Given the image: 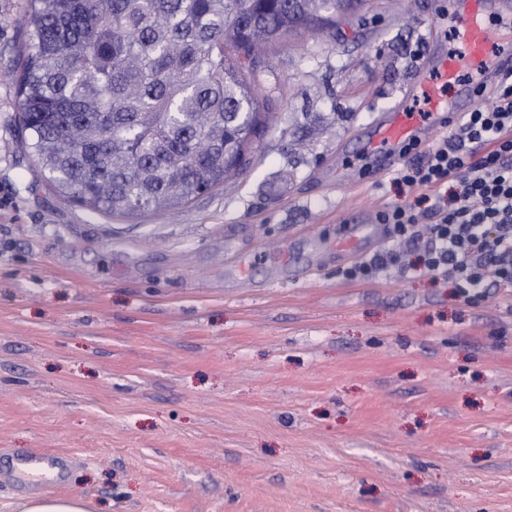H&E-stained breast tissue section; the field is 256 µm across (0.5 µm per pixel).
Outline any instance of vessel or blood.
<instances>
[{"label":"vessel or blood","instance_id":"1","mask_svg":"<svg viewBox=\"0 0 512 512\" xmlns=\"http://www.w3.org/2000/svg\"><path fill=\"white\" fill-rule=\"evenodd\" d=\"M488 6L491 4L487 0H460L464 30L462 48L459 54L448 56L437 65L436 70L444 79L455 80L464 61L487 74H512V55L503 54L490 38ZM423 131V126L416 123L410 113L399 110L390 113L385 120L375 122L369 143L376 152L379 170L386 172L400 164V145ZM70 463V457L39 450L16 453L8 460L16 479L31 484L45 479L54 484L62 483Z\"/></svg>","mask_w":512,"mask_h":512}]
</instances>
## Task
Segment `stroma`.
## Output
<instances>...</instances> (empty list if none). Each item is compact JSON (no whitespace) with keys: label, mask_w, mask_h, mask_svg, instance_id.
I'll list each match as a JSON object with an SVG mask.
<instances>
[{"label":"stroma","mask_w":512,"mask_h":512,"mask_svg":"<svg viewBox=\"0 0 512 512\" xmlns=\"http://www.w3.org/2000/svg\"><path fill=\"white\" fill-rule=\"evenodd\" d=\"M0 0V72L26 38ZM456 0H365L259 56L270 123L175 213L89 210L18 141L0 81V448L64 453L97 512H512V288L343 275L412 204L371 124L460 48Z\"/></svg>","instance_id":"stroma-1"}]
</instances>
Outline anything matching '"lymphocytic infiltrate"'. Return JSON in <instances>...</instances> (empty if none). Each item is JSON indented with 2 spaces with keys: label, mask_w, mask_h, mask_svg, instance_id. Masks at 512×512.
I'll return each mask as SVG.
<instances>
[{
  "label": "lymphocytic infiltrate",
  "mask_w": 512,
  "mask_h": 512,
  "mask_svg": "<svg viewBox=\"0 0 512 512\" xmlns=\"http://www.w3.org/2000/svg\"><path fill=\"white\" fill-rule=\"evenodd\" d=\"M476 96L480 106L458 118L448 136L394 172V185L414 196V204L378 214L395 239L425 240L420 260L401 265L389 248L348 268L346 277L398 264L406 275L455 279L467 294L491 283L512 287V76L478 80ZM422 211L429 218L423 232L417 227Z\"/></svg>",
  "instance_id": "lymphocytic-infiltrate-1"
}]
</instances>
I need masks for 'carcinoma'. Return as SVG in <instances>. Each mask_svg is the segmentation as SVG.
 Wrapping results in <instances>:
<instances>
[{
	"instance_id": "cac0c4a2",
	"label": "carcinoma",
	"mask_w": 512,
	"mask_h": 512,
	"mask_svg": "<svg viewBox=\"0 0 512 512\" xmlns=\"http://www.w3.org/2000/svg\"><path fill=\"white\" fill-rule=\"evenodd\" d=\"M24 148L60 193L114 216L167 212L224 186L269 105L253 55L332 29L360 0H28Z\"/></svg>"
}]
</instances>
